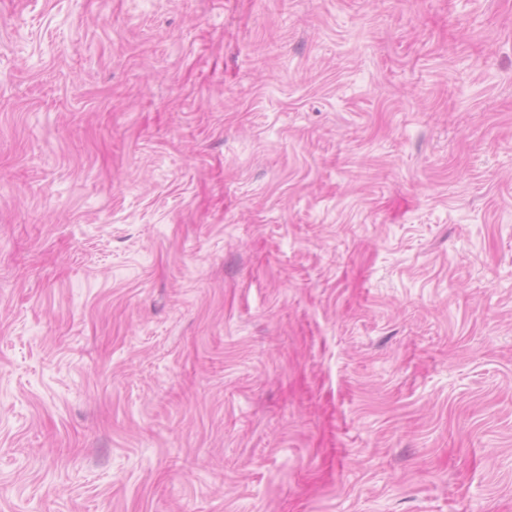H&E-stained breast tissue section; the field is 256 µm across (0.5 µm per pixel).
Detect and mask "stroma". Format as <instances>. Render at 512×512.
<instances>
[{"mask_svg": "<svg viewBox=\"0 0 512 512\" xmlns=\"http://www.w3.org/2000/svg\"><path fill=\"white\" fill-rule=\"evenodd\" d=\"M0 512H512V0H0Z\"/></svg>", "mask_w": 512, "mask_h": 512, "instance_id": "obj_1", "label": "stroma"}]
</instances>
